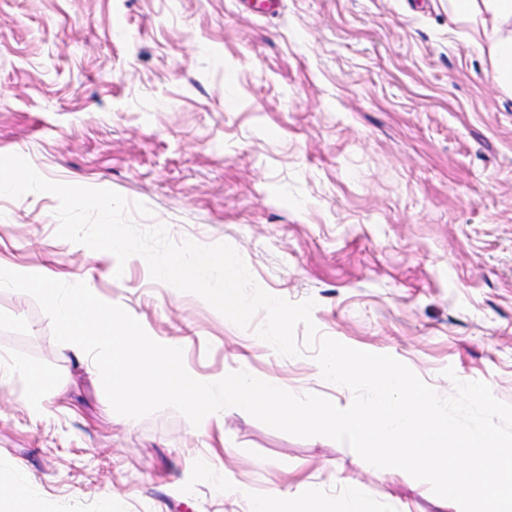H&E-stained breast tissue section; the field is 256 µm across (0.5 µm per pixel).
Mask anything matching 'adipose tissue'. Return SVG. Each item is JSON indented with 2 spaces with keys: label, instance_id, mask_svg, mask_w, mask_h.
Masks as SVG:
<instances>
[{
  "label": "adipose tissue",
  "instance_id": "1",
  "mask_svg": "<svg viewBox=\"0 0 512 512\" xmlns=\"http://www.w3.org/2000/svg\"><path fill=\"white\" fill-rule=\"evenodd\" d=\"M451 3L454 13L473 20L476 33L490 34L488 51L494 77L499 83L512 85V36L497 34L502 24L512 22V0H451ZM9 373L26 378L25 402L33 413L41 410L44 396L60 386L55 376L18 355L0 358V384ZM251 512H378V507L367 490L349 489L331 499L320 484L310 483L298 496L274 491L253 498Z\"/></svg>",
  "mask_w": 512,
  "mask_h": 512
}]
</instances>
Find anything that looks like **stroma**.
I'll return each instance as SVG.
<instances>
[{
	"label": "stroma",
	"instance_id": "stroma-1",
	"mask_svg": "<svg viewBox=\"0 0 512 512\" xmlns=\"http://www.w3.org/2000/svg\"><path fill=\"white\" fill-rule=\"evenodd\" d=\"M471 34L450 0H283L275 16L240 0H0V155L143 203L134 223L174 241L229 243L264 290L314 300L319 335L393 356L440 396L479 380L512 403V90ZM57 207L0 196V267L91 284L197 377L243 369L351 404L305 327L301 355L282 356L143 257L57 238ZM10 354L63 384L37 415L21 377L0 387V475L23 468L42 512H249L311 481L368 488L382 512H450L326 437L230 410L204 435L171 408L120 416L35 299L0 289Z\"/></svg>",
	"mask_w": 512,
	"mask_h": 512
}]
</instances>
